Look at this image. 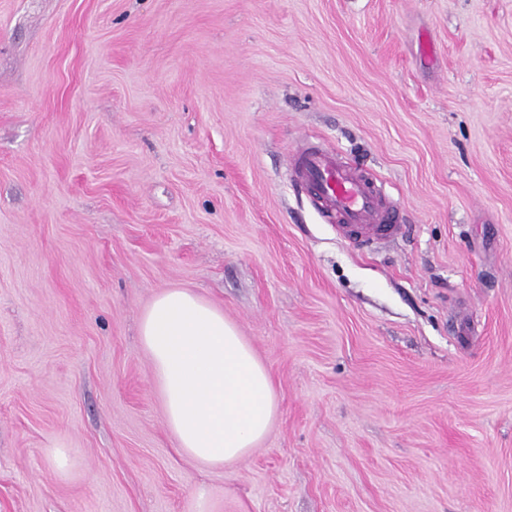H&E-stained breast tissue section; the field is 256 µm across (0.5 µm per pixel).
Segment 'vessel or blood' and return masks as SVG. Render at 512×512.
<instances>
[{"mask_svg":"<svg viewBox=\"0 0 512 512\" xmlns=\"http://www.w3.org/2000/svg\"><path fill=\"white\" fill-rule=\"evenodd\" d=\"M292 172L319 209L337 218L336 233L341 238L364 244L402 233V225L384 209L373 182L333 153L321 149L298 152Z\"/></svg>","mask_w":512,"mask_h":512,"instance_id":"1","label":"vessel or blood"}]
</instances>
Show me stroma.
<instances>
[{"instance_id": "obj_1", "label": "stroma", "mask_w": 512, "mask_h": 512, "mask_svg": "<svg viewBox=\"0 0 512 512\" xmlns=\"http://www.w3.org/2000/svg\"><path fill=\"white\" fill-rule=\"evenodd\" d=\"M310 146L405 233L337 236ZM168 288L273 376L238 463L175 451L138 336ZM198 483L512 512V0H0V512H197Z\"/></svg>"}]
</instances>
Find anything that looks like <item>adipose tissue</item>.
<instances>
[{"label": "adipose tissue", "mask_w": 512, "mask_h": 512, "mask_svg": "<svg viewBox=\"0 0 512 512\" xmlns=\"http://www.w3.org/2000/svg\"><path fill=\"white\" fill-rule=\"evenodd\" d=\"M139 337L179 454L232 464L266 437L278 413L272 375L221 309L188 289L164 290Z\"/></svg>", "instance_id": "ef3b65f1"}]
</instances>
